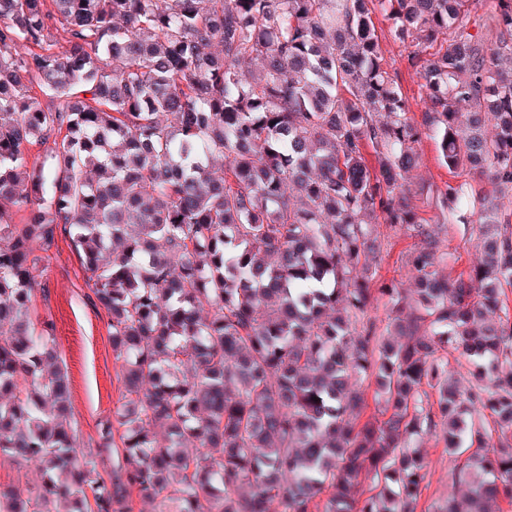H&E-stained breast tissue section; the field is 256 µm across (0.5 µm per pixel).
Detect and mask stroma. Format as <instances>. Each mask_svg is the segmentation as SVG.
<instances>
[{"label": "stroma", "mask_w": 512, "mask_h": 512, "mask_svg": "<svg viewBox=\"0 0 512 512\" xmlns=\"http://www.w3.org/2000/svg\"><path fill=\"white\" fill-rule=\"evenodd\" d=\"M374 22L387 68L408 99L415 119H422L425 94L422 81L408 58L411 46L398 38L391 19L378 14ZM417 155V164L406 173L404 184L418 207L419 216L433 227L442 248L452 252V259L436 266L440 276L452 278L476 262L479 241L463 225L439 217L436 190L448 182L451 175L433 133L423 134ZM377 230L383 257L379 281L410 292L409 261L422 248L420 238L410 231H390L382 224ZM92 286L73 243L67 237L56 236L35 273L34 299L40 316L53 321L55 326L56 349L72 384V432L83 448L93 445L97 438V420L111 414L119 398L108 317L103 308L95 306ZM411 447L426 463L419 503L421 512L443 505L450 496L468 492V485L456 477L459 458L445 452L438 435L425 433L413 437Z\"/></svg>", "instance_id": "35a3bbf8"}]
</instances>
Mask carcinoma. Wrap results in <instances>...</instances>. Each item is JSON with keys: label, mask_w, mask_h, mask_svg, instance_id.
I'll use <instances>...</instances> for the list:
<instances>
[{"label": "carcinoma", "mask_w": 512, "mask_h": 512, "mask_svg": "<svg viewBox=\"0 0 512 512\" xmlns=\"http://www.w3.org/2000/svg\"><path fill=\"white\" fill-rule=\"evenodd\" d=\"M378 12L411 38L420 122L385 68ZM426 130L451 173L499 193L438 190L485 236L452 281L400 183ZM50 140L52 168L29 161L26 145ZM373 224L424 238L423 314L372 288ZM58 233L120 363L119 406L97 422L96 454L117 459L104 474L78 458L68 371L33 305V244ZM507 287L512 0H0V456L42 466L36 489L0 484V512H133L137 498L158 512H417L425 464L407 442L437 430L475 483L437 512H503ZM377 293L394 339L367 319ZM448 349L486 381L448 382ZM356 376L375 381L372 412Z\"/></svg>", "instance_id": "cac0c4a2"}]
</instances>
